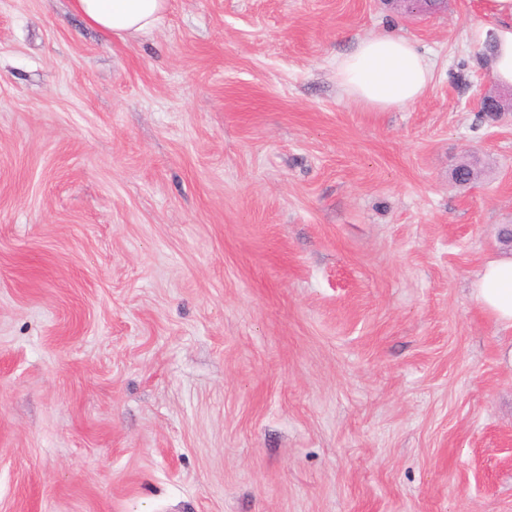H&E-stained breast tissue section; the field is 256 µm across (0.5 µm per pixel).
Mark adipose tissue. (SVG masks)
<instances>
[{
  "mask_svg": "<svg viewBox=\"0 0 512 512\" xmlns=\"http://www.w3.org/2000/svg\"><path fill=\"white\" fill-rule=\"evenodd\" d=\"M493 21L473 28L472 42L489 45L494 81L512 86V0H492ZM84 25L106 38L147 36L165 20L167 0H69ZM336 83L348 97L379 110L420 99L434 79V65L408 39L384 32L366 36L336 60ZM473 297L494 319L512 328V257L489 261L473 283Z\"/></svg>",
  "mask_w": 512,
  "mask_h": 512,
  "instance_id": "1",
  "label": "adipose tissue"
}]
</instances>
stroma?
Segmentation results:
<instances>
[{
	"label": "stroma",
	"instance_id": "obj_1",
	"mask_svg": "<svg viewBox=\"0 0 512 512\" xmlns=\"http://www.w3.org/2000/svg\"><path fill=\"white\" fill-rule=\"evenodd\" d=\"M490 11L0 0V512H512ZM384 31L435 78L380 111L335 65ZM84 25L108 39L147 36L165 20L167 0H68ZM478 305L505 327L512 328V257L489 261L473 283Z\"/></svg>",
	"mask_w": 512,
	"mask_h": 512
}]
</instances>
